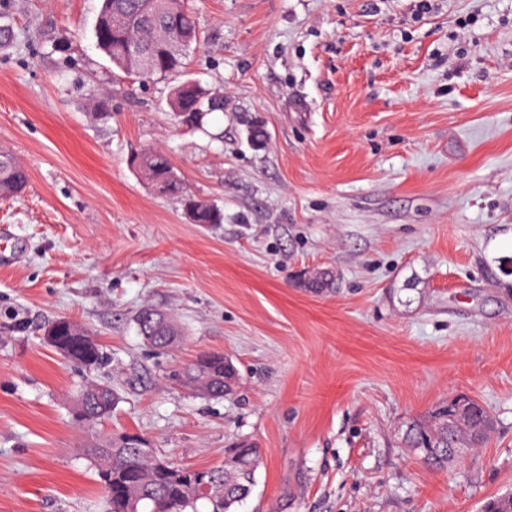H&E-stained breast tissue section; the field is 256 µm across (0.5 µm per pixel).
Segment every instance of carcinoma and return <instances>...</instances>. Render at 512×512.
I'll list each match as a JSON object with an SVG mask.
<instances>
[{
  "label": "carcinoma",
  "mask_w": 512,
  "mask_h": 512,
  "mask_svg": "<svg viewBox=\"0 0 512 512\" xmlns=\"http://www.w3.org/2000/svg\"><path fill=\"white\" fill-rule=\"evenodd\" d=\"M96 48L113 67L131 75L137 67L127 54L132 42L141 45L152 57L153 76L178 75L184 68L187 51L198 41L197 22L183 0H161L157 11L150 10L145 0H102L101 11L94 26ZM173 112H185L195 118L192 128L205 124L207 115L224 110L223 100L212 94L198 81H179L169 97ZM131 168L144 177L159 195L183 193V183L166 153L158 148H144L131 153ZM29 181L27 170L8 152L0 151V196L20 194ZM192 221L196 224H218L221 213L208 201L186 199ZM50 325L56 327L70 356L85 367H95L104 359L101 346L86 328L66 317ZM139 334L153 347L170 349L178 341L180 331L165 314L145 308L136 317ZM187 387L202 383L210 387L211 396L222 398L225 384L235 385L237 369L228 368L224 354L207 353L182 368ZM116 395L109 384L91 382L84 385L76 406L84 413V421L99 422L112 413ZM471 447L483 445L494 428L487 411L478 403L469 411ZM456 434L448 431V403L433 409L428 421L409 427L404 437L407 448L419 455L431 468H442L448 463V449L456 445ZM94 460L99 482L105 493V512H199L198 503L206 504L207 512H237L255 485L260 451L254 444L243 441L229 450L241 463L199 469L176 478L158 471L152 457L135 448L125 437L95 442L87 449ZM215 480L224 486V497L210 499L197 494L201 483Z\"/></svg>",
  "instance_id": "obj_1"
}]
</instances>
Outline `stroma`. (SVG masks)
Segmentation results:
<instances>
[{
  "label": "stroma",
  "instance_id": "obj_1",
  "mask_svg": "<svg viewBox=\"0 0 512 512\" xmlns=\"http://www.w3.org/2000/svg\"><path fill=\"white\" fill-rule=\"evenodd\" d=\"M185 4V73L224 100L201 130L170 79L97 50L101 0H0V149L29 173L0 198V512H104L87 449L124 434L199 469L255 443L239 512H482L512 492V0ZM147 147L221 223L140 179ZM147 305L181 328L173 350L139 335ZM58 317L103 366L44 342ZM212 351L239 372L221 398L177 378ZM88 381L118 392L95 425ZM459 393L495 429L426 468L404 434ZM185 205L189 206L190 217L195 224H218L221 222L220 211L206 200L188 197Z\"/></svg>",
  "mask_w": 512,
  "mask_h": 512
}]
</instances>
